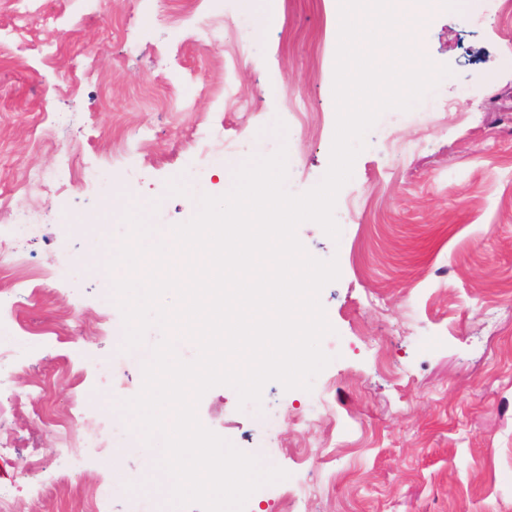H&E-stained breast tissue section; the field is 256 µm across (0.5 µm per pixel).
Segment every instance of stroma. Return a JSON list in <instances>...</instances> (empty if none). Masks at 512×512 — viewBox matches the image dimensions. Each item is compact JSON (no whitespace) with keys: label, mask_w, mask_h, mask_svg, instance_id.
<instances>
[{"label":"stroma","mask_w":512,"mask_h":512,"mask_svg":"<svg viewBox=\"0 0 512 512\" xmlns=\"http://www.w3.org/2000/svg\"><path fill=\"white\" fill-rule=\"evenodd\" d=\"M339 0H0V243L32 280L0 309V489L40 512H166L165 477L118 448L138 352L105 331L98 259L134 208L187 222L254 156L286 146V187L326 173ZM452 74L410 111L383 112L337 196L332 240L297 237L340 277L320 293L330 363L311 390L260 404L208 390L200 422L288 473L244 512H512V15L457 0L421 28ZM283 121L285 136L272 126ZM26 212L14 224L9 212Z\"/></svg>","instance_id":"obj_1"}]
</instances>
